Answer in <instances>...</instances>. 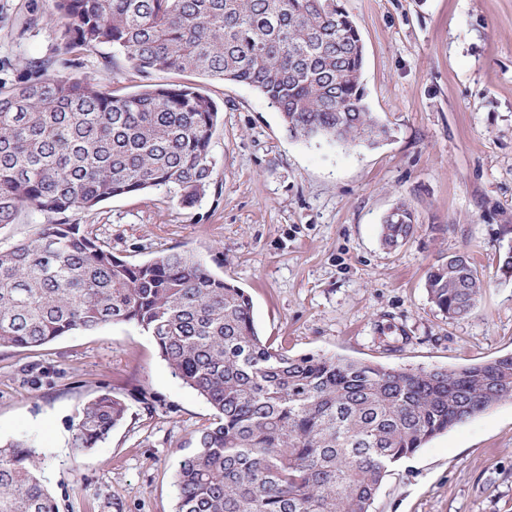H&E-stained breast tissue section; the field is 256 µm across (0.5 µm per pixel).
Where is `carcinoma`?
<instances>
[{
    "mask_svg": "<svg viewBox=\"0 0 512 512\" xmlns=\"http://www.w3.org/2000/svg\"><path fill=\"white\" fill-rule=\"evenodd\" d=\"M66 54L107 44L149 77L191 71L248 85L288 136L373 144L387 129L365 103L361 36L340 0H51ZM219 106L197 86L148 83L126 96L29 63L0 89V229L32 208L54 217L0 241V349L43 346L75 329L134 323L172 374L214 411L175 476L176 512H369L388 469L464 420L512 399V354L456 369H403L305 354L265 341L249 294L194 253L144 262L112 254L69 214L165 187L195 206L215 181ZM380 224L403 246L404 203ZM440 312L467 315L485 288L468 255L431 267ZM103 392L73 422L86 452L125 418ZM37 449L0 445V512H59Z\"/></svg>",
    "mask_w": 512,
    "mask_h": 512,
    "instance_id": "obj_1",
    "label": "carcinoma"
}]
</instances>
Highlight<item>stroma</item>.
Instances as JSON below:
<instances>
[{"label": "stroma", "mask_w": 512, "mask_h": 512, "mask_svg": "<svg viewBox=\"0 0 512 512\" xmlns=\"http://www.w3.org/2000/svg\"><path fill=\"white\" fill-rule=\"evenodd\" d=\"M364 45L371 112L391 131L376 147L288 138L281 116L243 84L190 72L223 114L210 144L217 176L181 205L166 188L75 213L100 227L114 255L145 261L189 250L250 295L264 340L412 369L512 354V279L496 251L512 226V0H343ZM49 0H0V84L33 58L123 96L145 79L102 46L69 60ZM405 202L411 240L383 249L379 226ZM468 252L488 286L469 314L448 319L425 276ZM124 397L125 419L88 454L72 447L73 418L102 391ZM153 397L154 411L136 399ZM204 398L175 377L132 323L78 329L31 350H0V442L40 452L59 512H175V474ZM370 512H512V400L448 430L384 478Z\"/></svg>", "instance_id": "stroma-1"}]
</instances>
